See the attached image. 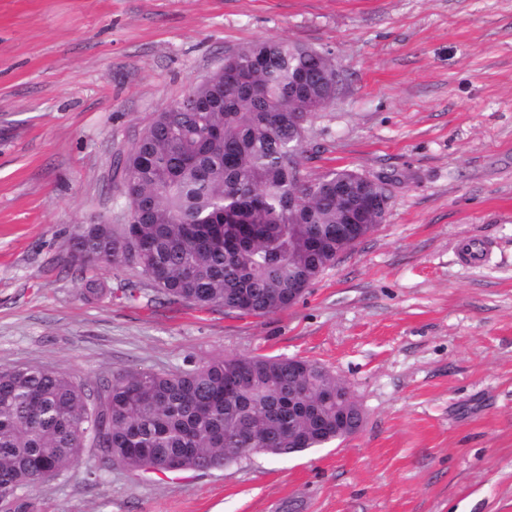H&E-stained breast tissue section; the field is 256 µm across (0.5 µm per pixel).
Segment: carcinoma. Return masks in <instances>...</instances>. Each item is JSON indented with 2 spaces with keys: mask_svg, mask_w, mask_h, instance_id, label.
<instances>
[{
  "mask_svg": "<svg viewBox=\"0 0 512 512\" xmlns=\"http://www.w3.org/2000/svg\"><path fill=\"white\" fill-rule=\"evenodd\" d=\"M320 63L283 39L252 42L227 59L224 78L189 87L192 107L159 113L124 164L137 223L78 226L68 247L81 268L132 264L173 302L263 317L288 307L353 238L336 233L346 168L309 178L297 130L336 100ZM81 297L112 295L82 278ZM336 376L286 357L224 355L189 369L118 371L93 382L31 365L0 371V492L9 512H37L38 465L57 473L100 465L172 473L236 462L252 437L286 456L336 439V404L320 399ZM314 403L288 417V396Z\"/></svg>",
  "mask_w": 512,
  "mask_h": 512,
  "instance_id": "1",
  "label": "carcinoma"
}]
</instances>
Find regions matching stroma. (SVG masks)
Instances as JSON below:
<instances>
[{"instance_id":"35a3bbf8","label":"stroma","mask_w":512,"mask_h":512,"mask_svg":"<svg viewBox=\"0 0 512 512\" xmlns=\"http://www.w3.org/2000/svg\"><path fill=\"white\" fill-rule=\"evenodd\" d=\"M266 38L335 62L303 171L387 182L384 222L262 318L72 263L77 225L127 223L122 161L155 115ZM464 239L492 259L462 263ZM96 272L112 295L89 304ZM227 354L321 364L360 432L223 469L68 471L39 512H512V0H0V370Z\"/></svg>"}]
</instances>
